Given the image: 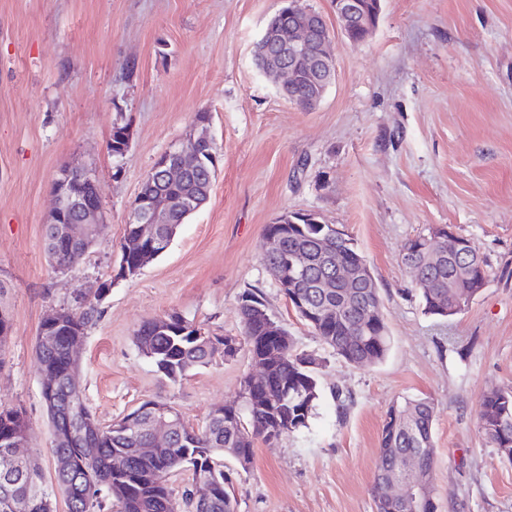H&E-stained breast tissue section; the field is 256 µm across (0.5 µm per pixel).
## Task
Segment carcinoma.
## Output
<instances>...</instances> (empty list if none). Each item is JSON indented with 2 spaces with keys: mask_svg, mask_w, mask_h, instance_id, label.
Wrapping results in <instances>:
<instances>
[{
  "mask_svg": "<svg viewBox=\"0 0 512 512\" xmlns=\"http://www.w3.org/2000/svg\"><path fill=\"white\" fill-rule=\"evenodd\" d=\"M288 97L305 110L309 94L304 81L288 89ZM203 164L180 183H166L157 175L148 174L141 186V193L163 203L171 204L170 219L180 225L185 222V211L180 203L209 197L212 178L215 174L211 143L197 146ZM55 225H46L47 249L50 257L60 269L79 262L85 248L79 246L72 252L59 255L54 251L52 239ZM266 231L282 234V252L278 255H263V262L276 278L282 293L299 295L313 306L321 304L324 290L315 287L329 270L315 264L309 271L302 287L286 288L288 277L286 257L298 251H311L317 243L331 252H338L343 259L355 263L364 259L352 239L336 235L329 224H305L298 213H286L276 223L269 224ZM133 225H126L121 243V260L132 267L138 262L134 244ZM417 238L408 240L402 250V262L420 263L424 276L421 285L415 286L423 310L433 316H441L439 309L452 307L448 279L459 277L456 264L444 257L431 264L424 260L423 252L416 250ZM361 306H338L333 321L309 323L314 333L325 345L350 363L358 362L362 356L369 357L368 364L378 363L386 357L390 348L385 317L374 316V321L360 325L355 315ZM268 311L264 299L255 292L241 295L238 314L242 325V340L251 359L267 367L272 379L254 384L241 380L234 403L239 406L242 428L248 437L231 430L224 422L207 420L194 429L179 423L174 442L158 454H143L141 448L150 447L149 433L139 430L135 434L122 433L116 424L100 425L90 419V409L85 401L74 402L59 386L54 395L55 406L48 413L55 427L67 424L78 425L84 435L77 441H61L52 448L55 461L64 466L54 468L53 481L46 484L38 465L30 460L16 469L14 479L0 484V512H7V500L24 504L23 512H55L57 494H62L67 512H235L234 499L229 491L231 479L224 472V458L253 459L254 441L260 437L266 442L283 436L299 433L308 428L320 399L318 369L320 361L314 356L299 352L293 341L281 345L274 341L263 342L267 335L264 312ZM99 310L92 302H84L76 310L65 311L62 324L40 329L52 337L45 345L37 342L36 354L40 371H52L57 376L65 375L72 367L70 341L84 338L89 325L97 318ZM185 318L177 313L156 317L143 323L136 331L139 349H148L150 360L155 365H164L161 373L172 383L181 381L189 371L209 364L216 350L209 344L192 338L183 325ZM427 398L405 399L393 404L387 412L389 421L381 432V457L393 468H399L405 456L423 455L428 470L434 466L433 422L434 415L428 411ZM412 422L404 429L393 425V414ZM479 424L484 435L512 460V390H501L485 396L480 404ZM28 424L23 412L17 408L0 410V473L15 465L10 446L26 441ZM93 448L95 455L88 462L82 449ZM122 454L126 458L125 469L119 473L112 469L113 457ZM180 471H189L192 480L202 477L218 482L214 495L205 501L193 497V490L183 491L176 499L169 485L171 476Z\"/></svg>",
  "mask_w": 512,
  "mask_h": 512,
  "instance_id": "carcinoma-1",
  "label": "carcinoma"
}]
</instances>
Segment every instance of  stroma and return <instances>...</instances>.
Here are the masks:
<instances>
[{"instance_id":"35a3bbf8","label":"stroma","mask_w":512,"mask_h":512,"mask_svg":"<svg viewBox=\"0 0 512 512\" xmlns=\"http://www.w3.org/2000/svg\"><path fill=\"white\" fill-rule=\"evenodd\" d=\"M325 18L336 78L304 111L255 64L281 0H0V407L29 425L30 457L52 478L53 434L35 346L53 311L79 299L101 314L83 338L79 380L104 425L142 403L201 427L234 400L247 348L172 383L135 332L178 313L211 336H240L238 302L263 297L297 350L322 359L309 429L254 442L232 477L236 512H375L382 426L394 402L434 404L437 512H512V461L478 424L482 398L512 389V0H382L372 36L348 41ZM209 113L218 168L208 201L169 248L118 274L130 207L156 160ZM129 147L113 157L114 125ZM92 170L102 228L76 265L47 254L62 169ZM312 213L352 238L375 278L390 336L375 365L346 362L313 333L262 261L266 227ZM470 239L485 287L461 314L428 315L401 261L434 227ZM111 288L103 299L102 282Z\"/></svg>"}]
</instances>
